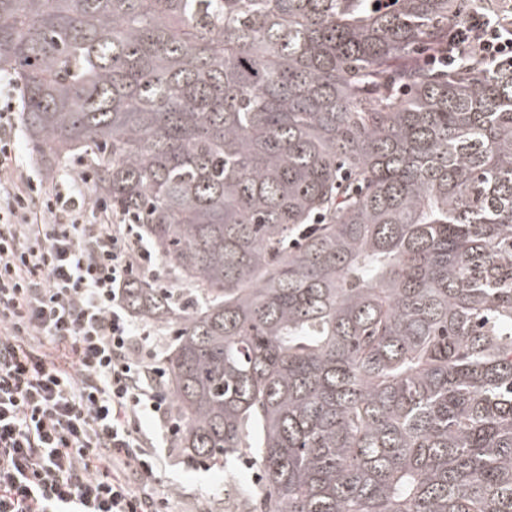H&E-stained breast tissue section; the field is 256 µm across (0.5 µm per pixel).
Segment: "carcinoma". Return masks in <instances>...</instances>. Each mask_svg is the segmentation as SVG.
I'll use <instances>...</instances> for the list:
<instances>
[{
  "instance_id": "cac0c4a2",
  "label": "carcinoma",
  "mask_w": 512,
  "mask_h": 512,
  "mask_svg": "<svg viewBox=\"0 0 512 512\" xmlns=\"http://www.w3.org/2000/svg\"><path fill=\"white\" fill-rule=\"evenodd\" d=\"M456 0H0L47 169L76 156L189 288L179 445L260 512H512V67ZM506 18H512V0H491ZM469 9L465 19L448 26V41L429 61L441 67L462 64L474 58L482 63H512V20L494 19L487 12L486 0Z\"/></svg>"
}]
</instances>
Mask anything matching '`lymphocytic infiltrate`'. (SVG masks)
Here are the masks:
<instances>
[{
	"instance_id": "1",
	"label": "lymphocytic infiltrate",
	"mask_w": 512,
	"mask_h": 512,
	"mask_svg": "<svg viewBox=\"0 0 512 512\" xmlns=\"http://www.w3.org/2000/svg\"><path fill=\"white\" fill-rule=\"evenodd\" d=\"M512 63V20L485 0L433 61ZM15 82L0 76V512H170L152 426L178 433L164 326L125 303L161 281L135 222L72 167L48 180L17 147Z\"/></svg>"
}]
</instances>
